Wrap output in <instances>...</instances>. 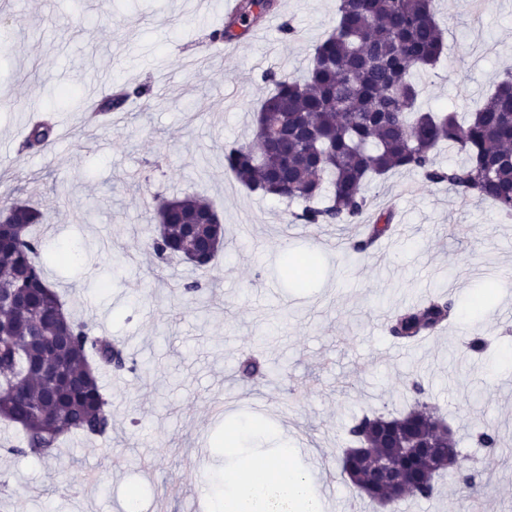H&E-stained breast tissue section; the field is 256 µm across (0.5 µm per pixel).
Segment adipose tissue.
<instances>
[{
  "instance_id": "1",
  "label": "adipose tissue",
  "mask_w": 512,
  "mask_h": 512,
  "mask_svg": "<svg viewBox=\"0 0 512 512\" xmlns=\"http://www.w3.org/2000/svg\"><path fill=\"white\" fill-rule=\"evenodd\" d=\"M223 512H323L312 473L282 462H257L228 478Z\"/></svg>"
}]
</instances>
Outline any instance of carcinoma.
Masks as SVG:
<instances>
[{
	"instance_id": "cac0c4a2",
	"label": "carcinoma",
	"mask_w": 512,
	"mask_h": 512,
	"mask_svg": "<svg viewBox=\"0 0 512 512\" xmlns=\"http://www.w3.org/2000/svg\"><path fill=\"white\" fill-rule=\"evenodd\" d=\"M273 0H238L236 10L211 39L241 40L262 22ZM437 0H338L336 27L316 47L302 77L269 71L273 86L258 109L264 134L254 143L224 146V170L251 191L299 200L293 221L358 224L369 210L366 184L396 171H412L444 184L457 194L491 201L512 216V73L474 112L423 111L421 70L432 69L444 49L436 21ZM149 95L141 87L101 102L110 112L130 95ZM49 118L32 123L30 149L54 140ZM458 148L464 161L437 164L442 144ZM153 220L145 248L165 262L176 257L196 268L207 267L221 251L224 225L204 224L215 206L197 196L153 198ZM0 421L18 428L22 437L7 452L45 459L55 455L66 435L102 438L112 431L111 403L100 377L135 370L123 344L96 335L91 325L73 317L37 261V228L48 212L12 199L0 201ZM393 230V213H378L368 235L352 244L368 250ZM292 276L304 281L315 262L295 258ZM454 302L432 296L395 313L389 332L403 340L429 336L454 319ZM57 370L56 378L45 372ZM415 405L399 417L364 414L348 429L349 448L340 458L347 482L370 502L396 505L405 498L428 499L436 493L431 471L442 469L456 485L477 497L482 475L448 456L455 441L436 422L424 401V389L411 382ZM389 460L401 487L390 490L371 479L372 464Z\"/></svg>"
}]
</instances>
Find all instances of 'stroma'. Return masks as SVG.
Wrapping results in <instances>:
<instances>
[{"label": "stroma", "instance_id": "obj_1", "mask_svg": "<svg viewBox=\"0 0 512 512\" xmlns=\"http://www.w3.org/2000/svg\"><path fill=\"white\" fill-rule=\"evenodd\" d=\"M278 21L228 52L197 61L225 10L217 0H0V198L48 210L45 273L97 335L120 339L138 363L105 373L112 433L68 437L37 460L6 453L0 423V512H215V489L243 465L287 447L318 472L324 512H378L347 484L339 458L355 417L397 416L425 389L452 429L463 466L483 473L480 500L448 479L399 512H512V217L489 202L401 171L369 183L374 208L393 206L388 251L351 249L361 227L292 222L295 201L248 191L224 172V146L251 140L269 94L268 65H310L336 22V0H277ZM439 63L418 74L431 111L476 109L512 71V0H441ZM127 91L121 123L77 109L91 86ZM150 86L152 106L134 98ZM75 89L60 99L58 92ZM46 115L58 136L26 148L21 116ZM199 193L224 222V248L206 271L159 264L144 247L155 195ZM318 266L297 284L286 261ZM203 290L182 296L183 281ZM450 293L455 319L424 342L389 332L391 316ZM484 333L486 353L469 351ZM261 362L252 383L243 355ZM500 434L497 449L476 442Z\"/></svg>", "mask_w": 512, "mask_h": 512}]
</instances>
